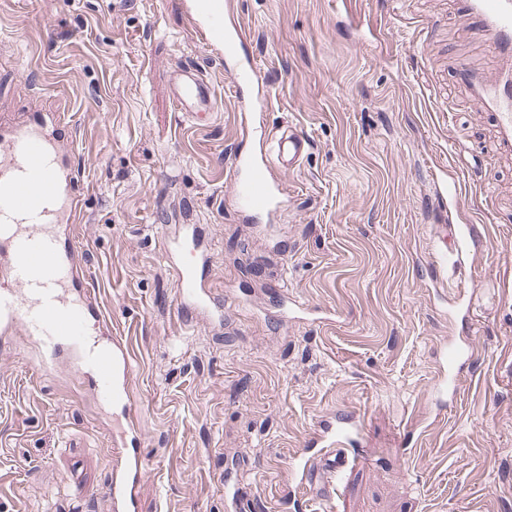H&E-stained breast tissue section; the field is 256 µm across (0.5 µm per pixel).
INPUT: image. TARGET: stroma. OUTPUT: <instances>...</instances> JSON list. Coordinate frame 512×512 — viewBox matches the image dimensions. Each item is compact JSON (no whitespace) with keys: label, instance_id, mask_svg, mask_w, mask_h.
<instances>
[{"label":"stroma","instance_id":"35a3bbf8","mask_svg":"<svg viewBox=\"0 0 512 512\" xmlns=\"http://www.w3.org/2000/svg\"><path fill=\"white\" fill-rule=\"evenodd\" d=\"M232 2L261 109L233 100L186 0H0V114L64 112L74 240L135 351L141 512H305L286 462L348 413L334 512H512V156L448 66L493 59L455 0ZM188 66L214 95L200 116L173 101ZM260 125L311 145L276 172L275 218L228 193ZM468 225L477 238L439 251ZM188 226L223 319L177 311L165 250ZM286 298L333 319L293 318ZM451 341L472 356L442 402ZM42 358L20 333L0 351V512H110L123 418Z\"/></svg>","mask_w":512,"mask_h":512}]
</instances>
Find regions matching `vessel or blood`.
Returning a JSON list of instances; mask_svg holds the SVG:
<instances>
[{
  "instance_id": "vessel-or-blood-1",
  "label": "vessel or blood",
  "mask_w": 512,
  "mask_h": 512,
  "mask_svg": "<svg viewBox=\"0 0 512 512\" xmlns=\"http://www.w3.org/2000/svg\"><path fill=\"white\" fill-rule=\"evenodd\" d=\"M457 5L461 18L474 25L498 65L490 77L458 59L452 67L475 108L489 118L498 151L512 154V0H458ZM191 8L205 40L223 46L224 58L233 67L231 91L241 95L255 75L244 27L231 17L227 0H192ZM209 96L207 84L195 69L177 73L174 98L181 111H192ZM60 119L54 111L32 112L18 120L0 119V277L11 283L8 291L0 292V333L18 331L36 337L44 353L40 372L51 374L68 367L88 382L98 402L127 415L120 438L129 450L122 468L112 471L109 490L112 512H137V486L146 461L140 430L130 420L136 406L126 393L134 352L124 337L115 336L102 344L89 333L91 321H103L104 314L93 309L94 284L80 267L78 250L68 234L82 214L83 194L49 133L50 125ZM309 148L307 137L294 129L260 135L258 150L237 160L244 171L234 186L238 207L276 214L282 200L273 166L300 165ZM167 255L178 265L180 310H220V302L206 287L196 239L168 248ZM319 440L329 447L323 456L304 448L291 458L303 497L314 475H321L329 485L340 479L346 465L340 452L350 440L345 426L325 428Z\"/></svg>"
}]
</instances>
